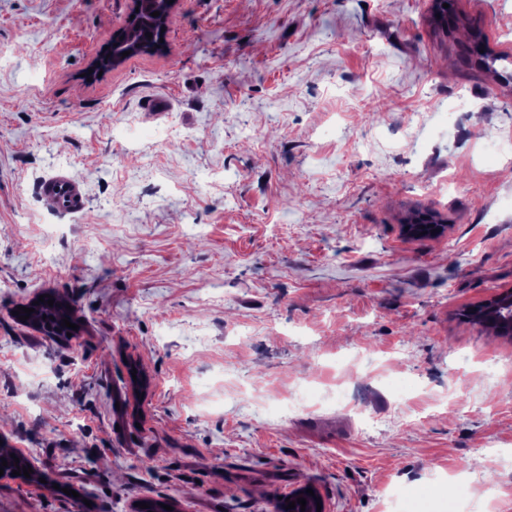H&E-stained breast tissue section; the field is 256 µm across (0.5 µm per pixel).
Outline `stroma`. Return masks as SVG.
<instances>
[{
	"instance_id": "stroma-1",
	"label": "stroma",
	"mask_w": 512,
	"mask_h": 512,
	"mask_svg": "<svg viewBox=\"0 0 512 512\" xmlns=\"http://www.w3.org/2000/svg\"><path fill=\"white\" fill-rule=\"evenodd\" d=\"M179 0L162 51L86 79L130 0H0V512H464L512 448V0ZM497 54L475 64L465 25ZM64 171L70 222L40 192ZM414 210L448 224L405 238ZM48 290L60 340L13 309ZM145 382L133 387L134 377ZM319 378L309 410L286 405ZM338 384L382 421L323 404ZM41 193L51 199L62 212H74L85 208L86 193L83 184L65 172L46 178ZM512 289L509 288L491 299L464 308L467 315L491 314L500 320L498 327L502 336L512 338ZM508 306L507 309L503 307Z\"/></svg>"
}]
</instances>
